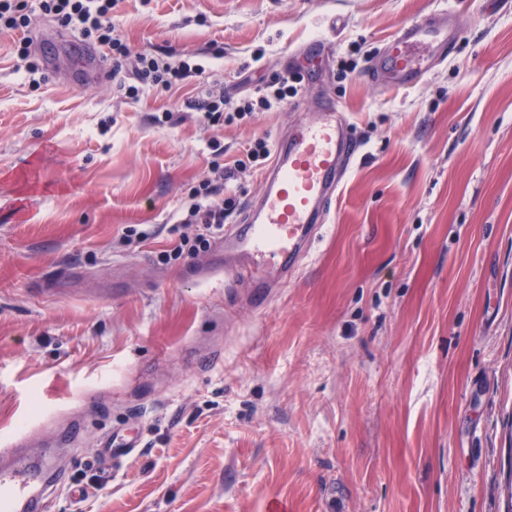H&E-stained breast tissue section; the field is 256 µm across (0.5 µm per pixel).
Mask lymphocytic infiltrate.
Wrapping results in <instances>:
<instances>
[{"label": "lymphocytic infiltrate", "mask_w": 512, "mask_h": 512, "mask_svg": "<svg viewBox=\"0 0 512 512\" xmlns=\"http://www.w3.org/2000/svg\"><path fill=\"white\" fill-rule=\"evenodd\" d=\"M118 3L119 0H0V33L17 34L16 56L25 73L32 75L38 66L33 59L28 32L35 16L51 18L70 36L108 47L113 76L130 73L135 78L134 83L124 87L126 97L134 100L151 90H172L192 76L194 69L186 61L171 62L146 54L130 56L112 22ZM296 92V86L290 85L287 77L283 76L274 78L254 94L233 102L225 97L223 85L211 83L203 86L187 106L204 113L210 122L233 124L252 115L255 109L270 111L278 108ZM270 156L267 141L260 139L243 158L228 167L224 164L223 150L214 149L209 164L210 178L190 192L186 208L177 215L178 223L199 226L200 231L195 238L197 246H207L210 237L223 229L224 211L236 203V193L229 185L235 171L262 166Z\"/></svg>", "instance_id": "lymphocytic-infiltrate-1"}]
</instances>
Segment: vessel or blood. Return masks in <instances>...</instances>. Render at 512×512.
Segmentation results:
<instances>
[{"label":"vessel or blood","mask_w":512,"mask_h":512,"mask_svg":"<svg viewBox=\"0 0 512 512\" xmlns=\"http://www.w3.org/2000/svg\"><path fill=\"white\" fill-rule=\"evenodd\" d=\"M448 54V14L436 11L404 23L384 44L373 74L382 84L406 88L427 61ZM360 146L334 101L317 106L315 119L299 124L277 143L263 175L264 192L242 224L224 237L241 255L254 296L267 295L272 283H285L307 256L327 215V205ZM140 441L120 432L103 439L105 455L131 454ZM50 488L42 471L16 464L0 466V512H37Z\"/></svg>","instance_id":"b4317fda"}]
</instances>
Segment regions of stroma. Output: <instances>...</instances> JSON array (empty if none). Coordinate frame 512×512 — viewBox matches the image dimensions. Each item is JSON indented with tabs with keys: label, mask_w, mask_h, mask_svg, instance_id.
Returning a JSON list of instances; mask_svg holds the SVG:
<instances>
[{
	"label": "stroma",
	"mask_w": 512,
	"mask_h": 512,
	"mask_svg": "<svg viewBox=\"0 0 512 512\" xmlns=\"http://www.w3.org/2000/svg\"><path fill=\"white\" fill-rule=\"evenodd\" d=\"M455 47L405 90L372 78L404 22L441 10ZM131 55L203 65L131 100L78 72L59 29L0 35V438L60 487L42 512H506L512 484V0H120ZM298 93L242 125L231 98L281 72ZM361 147L309 255L253 305L216 247L174 223L206 179L312 119ZM142 446L116 473L97 444ZM80 488L87 499L71 496ZM297 93V87L288 85V76L276 77L257 88L240 101L232 103L224 97L223 84L211 83L203 86L193 100L187 102V107L197 112H204L206 119L212 123L233 124L254 113L255 106L265 111L278 108L280 104ZM140 438H127L125 435L118 431L112 432L103 439L101 448H103L104 454L107 456L120 457L129 455L135 451V448L140 446Z\"/></svg>",
	"instance_id": "35a3bbf8"
}]
</instances>
